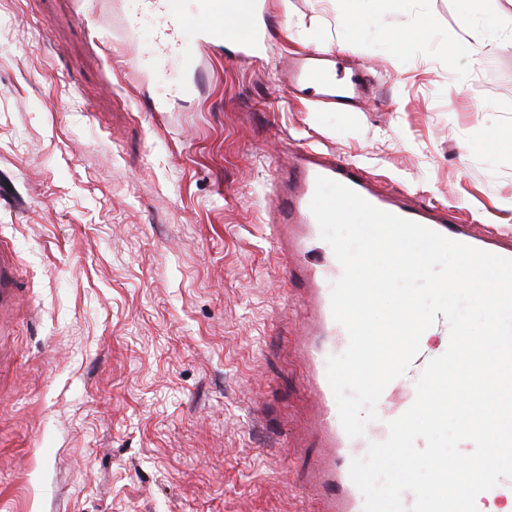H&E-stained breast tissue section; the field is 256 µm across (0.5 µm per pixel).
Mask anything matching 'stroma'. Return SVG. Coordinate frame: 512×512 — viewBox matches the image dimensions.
<instances>
[{
  "label": "stroma",
  "instance_id": "35a3bbf8",
  "mask_svg": "<svg viewBox=\"0 0 512 512\" xmlns=\"http://www.w3.org/2000/svg\"><path fill=\"white\" fill-rule=\"evenodd\" d=\"M133 3L0 0V512H315L273 185L312 147L512 234V0H268L259 57L190 29L186 74ZM314 49L360 111L289 89ZM13 255L0 249V321L2 312L6 313L11 306L13 292L10 288V269L13 263Z\"/></svg>",
  "mask_w": 512,
  "mask_h": 512
}]
</instances>
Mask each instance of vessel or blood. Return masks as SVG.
Instances as JSON below:
<instances>
[{
  "label": "vessel or blood",
  "instance_id": "b4317fda",
  "mask_svg": "<svg viewBox=\"0 0 512 512\" xmlns=\"http://www.w3.org/2000/svg\"><path fill=\"white\" fill-rule=\"evenodd\" d=\"M141 12L127 20L130 32H138L144 17L156 15V35L173 52L182 69L194 67L192 55L186 51L181 36L191 23H198L200 33L208 41L232 48L237 57L247 59L260 53L269 32L267 0H195V13L185 9L186 0H140ZM289 85L303 89L337 109L352 112L365 91V79L356 72H345L331 64L327 53H298L288 68ZM296 164L288 179V222L274 225L278 246L289 253H301V240L288 237V224L313 229L317 221L310 211L317 177H325L348 186L376 208L422 224L455 241L512 258V238H502L480 224L465 223L451 210L434 206H415L406 198L378 191L371 173L356 163L342 158H326L312 149L295 154ZM13 256L0 249V313L8 311L13 292L10 269ZM341 274L331 247H323L321 257L310 269V290L306 296L312 311V330L304 343L307 359L314 370L310 388L317 398L316 427L325 440L328 453L317 460L310 472L304 492L316 504V512H363L364 497L352 482L349 469L356 455L370 443L385 440L387 420L404 413L415 399V383L426 363L436 352L421 345L420 352L405 374L392 381L378 404L379 421L370 423L364 437L352 439L344 432L333 392L327 380V362L337 350L347 347L348 334L331 312V284Z\"/></svg>",
  "mask_w": 512,
  "mask_h": 512
}]
</instances>
